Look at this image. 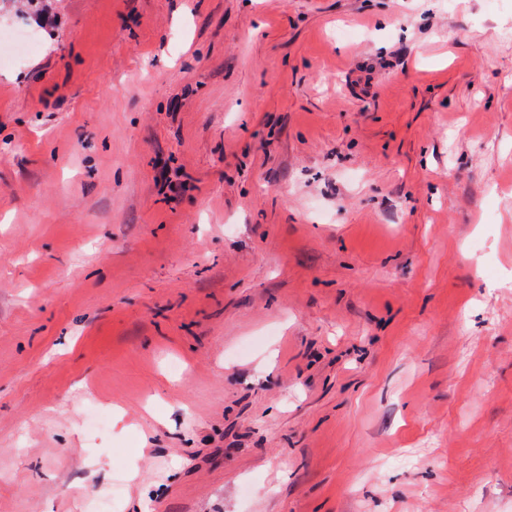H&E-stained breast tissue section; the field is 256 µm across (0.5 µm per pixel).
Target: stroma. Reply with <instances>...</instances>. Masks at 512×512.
<instances>
[{"mask_svg":"<svg viewBox=\"0 0 512 512\" xmlns=\"http://www.w3.org/2000/svg\"><path fill=\"white\" fill-rule=\"evenodd\" d=\"M0 512H512V0H6Z\"/></svg>","mask_w":512,"mask_h":512,"instance_id":"1","label":"stroma"}]
</instances>
